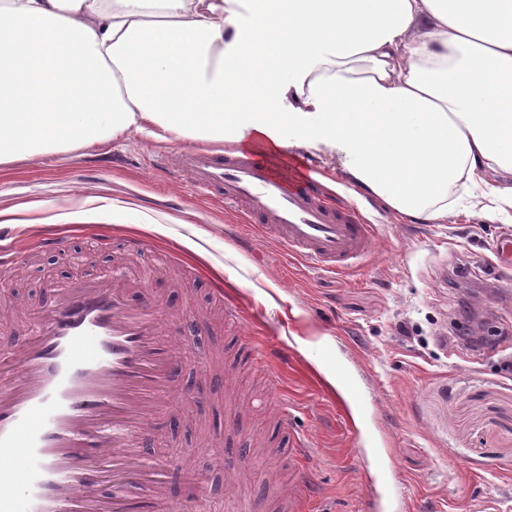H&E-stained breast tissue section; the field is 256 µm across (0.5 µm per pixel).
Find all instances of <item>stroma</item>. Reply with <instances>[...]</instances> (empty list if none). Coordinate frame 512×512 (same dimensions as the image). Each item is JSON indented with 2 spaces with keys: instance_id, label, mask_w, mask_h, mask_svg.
Wrapping results in <instances>:
<instances>
[{
  "instance_id": "35a3bbf8",
  "label": "stroma",
  "mask_w": 512,
  "mask_h": 512,
  "mask_svg": "<svg viewBox=\"0 0 512 512\" xmlns=\"http://www.w3.org/2000/svg\"><path fill=\"white\" fill-rule=\"evenodd\" d=\"M175 144L134 133L68 155L48 154L0 173V237L22 251L0 316L11 346L31 333L50 287L86 267L144 274L147 294L186 354L206 347L232 375L243 405L224 423V390L193 363L174 376L169 411L151 427L148 460L170 462L167 497L199 479L208 512H280L295 482L273 417L252 402L259 386L239 333L209 295L227 282L251 335L288 350L280 400L292 433L316 452L299 512H512V262L501 242L512 223L477 210L419 224L353 191L340 169L305 151L300 161L370 225L371 251L331 273L299 263L252 235L218 200L199 198L166 167ZM43 234L69 238L62 252L31 249ZM475 329L486 349L457 341ZM262 445L265 480L228 483L216 463L228 447Z\"/></svg>"
}]
</instances>
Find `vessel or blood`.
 <instances>
[{"mask_svg": "<svg viewBox=\"0 0 512 512\" xmlns=\"http://www.w3.org/2000/svg\"><path fill=\"white\" fill-rule=\"evenodd\" d=\"M179 159L198 193L223 199L261 240L309 263L336 271L370 249L369 225L310 174L200 147ZM211 292L225 321H242L223 281ZM161 333L127 280L85 274L55 291L21 347L20 369L0 375V512H153L167 473L142 453L145 426L167 407V381L182 362ZM244 349L271 365L267 389L277 392L285 351L250 341Z\"/></svg>", "mask_w": 512, "mask_h": 512, "instance_id": "1", "label": "vessel or blood"}]
</instances>
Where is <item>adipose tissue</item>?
Masks as SVG:
<instances>
[{
	"label": "adipose tissue",
	"mask_w": 512,
	"mask_h": 512,
	"mask_svg": "<svg viewBox=\"0 0 512 512\" xmlns=\"http://www.w3.org/2000/svg\"><path fill=\"white\" fill-rule=\"evenodd\" d=\"M295 147L419 222L512 214V0H0V171L159 141Z\"/></svg>",
	"instance_id": "1"
}]
</instances>
